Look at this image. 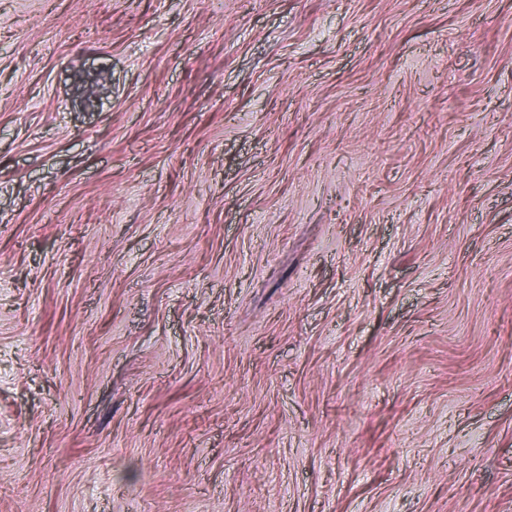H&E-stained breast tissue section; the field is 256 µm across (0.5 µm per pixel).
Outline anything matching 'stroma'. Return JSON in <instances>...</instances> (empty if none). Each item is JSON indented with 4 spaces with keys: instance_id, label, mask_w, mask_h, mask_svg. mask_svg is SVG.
<instances>
[{
    "instance_id": "stroma-1",
    "label": "stroma",
    "mask_w": 512,
    "mask_h": 512,
    "mask_svg": "<svg viewBox=\"0 0 512 512\" xmlns=\"http://www.w3.org/2000/svg\"><path fill=\"white\" fill-rule=\"evenodd\" d=\"M0 512H512V0H0Z\"/></svg>"
}]
</instances>
